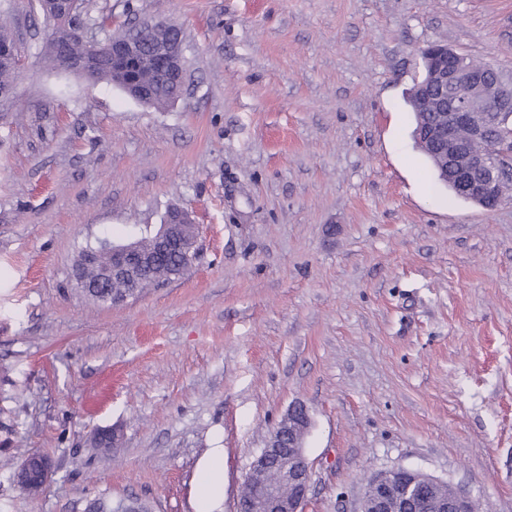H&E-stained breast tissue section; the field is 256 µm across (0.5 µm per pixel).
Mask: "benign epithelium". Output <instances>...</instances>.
Returning a JSON list of instances; mask_svg holds the SVG:
<instances>
[{
	"label": "benign epithelium",
	"instance_id": "7a95c632",
	"mask_svg": "<svg viewBox=\"0 0 512 512\" xmlns=\"http://www.w3.org/2000/svg\"><path fill=\"white\" fill-rule=\"evenodd\" d=\"M48 40L54 45L57 64L73 70H89L99 60L98 47L88 45L89 53L74 57L69 52V37L50 17L46 21ZM183 34L177 40L156 48L153 52L159 76L186 86L188 69L182 52ZM143 52L142 44L127 31L112 36L106 54L117 66ZM423 84L415 89V103L421 112L436 115L434 124L420 137L422 146L431 149L441 177L455 184L458 192L479 201L487 210H494L503 201L502 184L512 179V129L500 131L498 148L504 164L495 170L487 169V158L482 145L489 136L485 115L488 112L512 111V83L501 75L488 76L463 65L459 54L440 44L422 49ZM192 223L190 213L177 208L164 218L163 224L152 232L155 250L145 255L134 242L111 246L112 266L106 278L120 280L132 286L135 273L163 260L183 244L181 225ZM29 463L41 470L39 486L31 487L21 480L18 486L31 496H38L53 475L51 462L44 456L33 455ZM274 471L292 491L281 494L266 478ZM394 471L409 480L404 488L389 480L390 471H382L371 480V492L362 500L359 512H419L418 507L428 503L432 512H469L471 498L462 488H455L452 499L426 501V496H411L410 489L420 491L445 484V481L419 471L396 467ZM253 487L250 501L238 502V512H303L310 488V467L302 442L294 439L277 423L269 440L254 459L246 476Z\"/></svg>",
	"mask_w": 512,
	"mask_h": 512
}]
</instances>
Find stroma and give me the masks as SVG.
<instances>
[{
	"label": "stroma",
	"instance_id": "35a3bbf8",
	"mask_svg": "<svg viewBox=\"0 0 512 512\" xmlns=\"http://www.w3.org/2000/svg\"><path fill=\"white\" fill-rule=\"evenodd\" d=\"M33 0H0L18 81L0 98V512L97 498L194 512L224 451V505L303 405L304 512H358L416 469L512 512V195L442 184L410 137L421 49L512 80V0H82L107 32L184 30L163 109L38 55ZM191 211L184 277L118 305L74 286L82 247ZM119 428V446L91 436ZM49 457L39 498L14 482ZM195 512H221L224 501V451L211 448L200 460L195 474Z\"/></svg>",
	"mask_w": 512,
	"mask_h": 512
}]
</instances>
